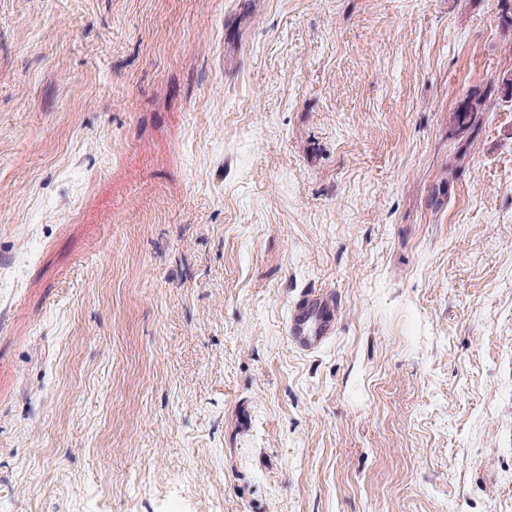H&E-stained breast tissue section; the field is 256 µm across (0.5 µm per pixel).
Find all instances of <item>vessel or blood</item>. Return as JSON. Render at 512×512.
Returning <instances> with one entry per match:
<instances>
[{
    "label": "vessel or blood",
    "mask_w": 512,
    "mask_h": 512,
    "mask_svg": "<svg viewBox=\"0 0 512 512\" xmlns=\"http://www.w3.org/2000/svg\"><path fill=\"white\" fill-rule=\"evenodd\" d=\"M336 328L334 308L310 290L294 304L288 324L290 341L304 349L318 347Z\"/></svg>",
    "instance_id": "1"
}]
</instances>
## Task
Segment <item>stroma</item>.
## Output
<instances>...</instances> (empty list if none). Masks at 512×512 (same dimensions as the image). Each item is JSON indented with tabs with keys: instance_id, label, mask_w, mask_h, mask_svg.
Listing matches in <instances>:
<instances>
[{
	"instance_id": "35a3bbf8",
	"label": "stroma",
	"mask_w": 512,
	"mask_h": 512,
	"mask_svg": "<svg viewBox=\"0 0 512 512\" xmlns=\"http://www.w3.org/2000/svg\"><path fill=\"white\" fill-rule=\"evenodd\" d=\"M506 75L500 0H0V512H512ZM496 88L489 85L481 91H474L469 94L457 107L453 113L454 136L460 139L472 137L479 129L491 99L495 96ZM318 313V323L309 325L308 315ZM336 328L334 308L321 294L309 290L294 304L288 324L290 341L304 349L318 347Z\"/></svg>"
}]
</instances>
